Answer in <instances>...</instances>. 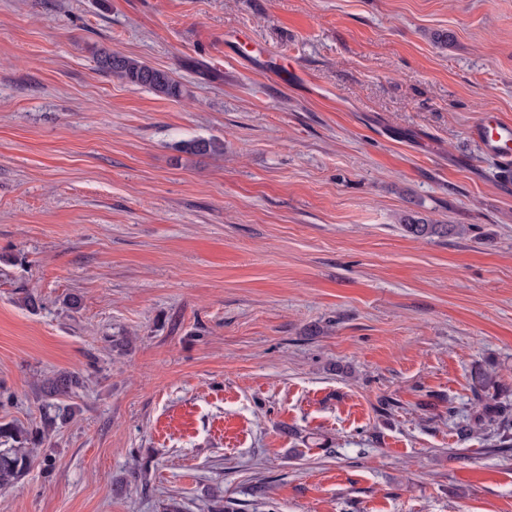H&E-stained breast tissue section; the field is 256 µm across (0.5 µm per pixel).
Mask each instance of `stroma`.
<instances>
[{
  "mask_svg": "<svg viewBox=\"0 0 512 512\" xmlns=\"http://www.w3.org/2000/svg\"><path fill=\"white\" fill-rule=\"evenodd\" d=\"M484 112L512 122V0H0V421L83 379L0 512H512V449L448 418L480 368L512 402ZM98 69L108 76H115L134 88L148 89L157 96L178 99L185 92V86L173 73L156 68L140 59L110 51L105 47L94 50ZM180 149L195 156H211L222 153L224 143L217 138H197L181 142ZM400 219L406 231L415 237H431L433 235L445 236L448 234L457 235L464 232V229L452 224H430L426 218L419 217L412 213H405Z\"/></svg>",
  "mask_w": 512,
  "mask_h": 512,
  "instance_id": "stroma-1",
  "label": "stroma"
}]
</instances>
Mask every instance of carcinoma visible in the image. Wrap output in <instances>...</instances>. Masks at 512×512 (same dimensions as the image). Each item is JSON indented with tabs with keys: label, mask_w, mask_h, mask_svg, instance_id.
<instances>
[{
	"label": "carcinoma",
	"mask_w": 512,
	"mask_h": 512,
	"mask_svg": "<svg viewBox=\"0 0 512 512\" xmlns=\"http://www.w3.org/2000/svg\"><path fill=\"white\" fill-rule=\"evenodd\" d=\"M98 69L108 76H115L134 88L148 89L160 97L178 99L185 92V86L173 73L156 68L148 63L105 47L94 50ZM180 149L195 156L217 155L224 151V143L217 138H197L183 141ZM406 231L415 237H431L460 234L464 229L452 224H431L416 214L401 216ZM79 377L74 373H61L48 380L47 393L55 399L50 404L53 413L44 417L43 430L24 431L12 422H0V441H34L44 436L57 422L66 421L74 413V407L65 402ZM476 404L481 411L466 416L454 424L457 437L468 440L478 432L495 442L498 448H512V404L499 400L500 384L496 376L486 370L474 374L473 388ZM33 465L32 453L27 448H0V488L15 485Z\"/></svg>",
	"instance_id": "cac0c4a2"
}]
</instances>
